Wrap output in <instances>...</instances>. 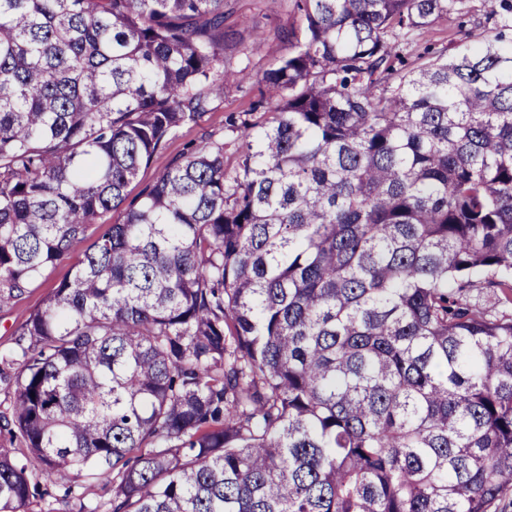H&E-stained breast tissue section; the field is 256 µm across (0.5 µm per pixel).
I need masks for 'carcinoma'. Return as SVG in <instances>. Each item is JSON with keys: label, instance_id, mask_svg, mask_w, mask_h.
<instances>
[{"label": "carcinoma", "instance_id": "1", "mask_svg": "<svg viewBox=\"0 0 512 512\" xmlns=\"http://www.w3.org/2000/svg\"><path fill=\"white\" fill-rule=\"evenodd\" d=\"M297 0L294 50L33 312L0 512H489L512 488V0ZM224 0H0V305L246 68ZM489 299L481 303L476 296ZM112 498L84 502L80 480ZM489 0H465L462 12L463 28L458 26V14L436 20L433 26L425 31H416L411 36L408 49L409 60L430 46L434 55H448L465 38V34H478L494 27L495 17L491 14Z\"/></svg>", "mask_w": 512, "mask_h": 512}]
</instances>
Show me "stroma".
<instances>
[{"mask_svg":"<svg viewBox=\"0 0 512 512\" xmlns=\"http://www.w3.org/2000/svg\"><path fill=\"white\" fill-rule=\"evenodd\" d=\"M494 22L489 0H465L461 16L438 19L430 29L414 32L408 55L416 57L427 46L434 54H450L465 35L491 29ZM298 23L299 15L293 0H224L225 32L254 46L250 55L249 77L240 88L226 89L223 97L216 100L211 110L197 121L172 133L150 163L141 169L137 179L139 186L153 183L192 144L222 141L226 165L234 164L235 134L229 128V121L249 109L259 93L258 77L268 63L290 51V43L275 39V31L295 27ZM258 33L264 34L265 39L257 44L253 37ZM124 218L125 211L120 208L105 214L100 223L87 225L84 233L71 242L65 255L50 266L21 298L0 305V353L13 347L17 334L30 315L43 305L54 288L72 276L75 265L84 259L98 237L110 225L122 223Z\"/></svg>","mask_w":512,"mask_h":512,"instance_id":"35a3bbf8","label":"stroma"}]
</instances>
